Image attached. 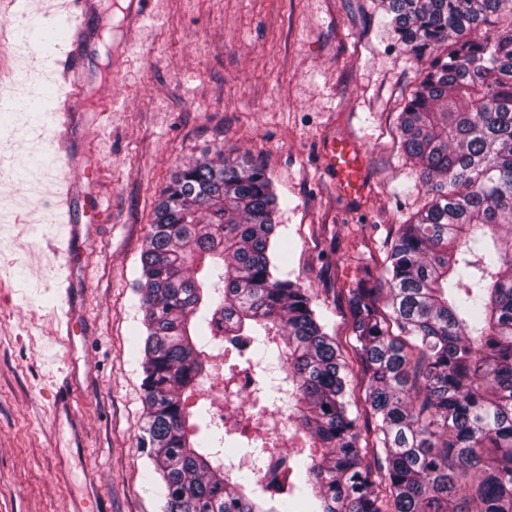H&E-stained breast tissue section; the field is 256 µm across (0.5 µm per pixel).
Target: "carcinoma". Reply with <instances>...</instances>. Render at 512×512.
Wrapping results in <instances>:
<instances>
[{
  "instance_id": "obj_1",
  "label": "carcinoma",
  "mask_w": 512,
  "mask_h": 512,
  "mask_svg": "<svg viewBox=\"0 0 512 512\" xmlns=\"http://www.w3.org/2000/svg\"><path fill=\"white\" fill-rule=\"evenodd\" d=\"M384 26L421 63L398 114L400 150L429 202L350 288L345 336L279 275L281 203L259 162L218 154L158 199L137 282L145 311L148 451L164 512H512V0H382ZM446 53H438L441 46ZM248 337L255 414L281 408L309 454L271 495L256 462L283 455L256 431L207 432L209 342ZM231 441L241 460L224 463Z\"/></svg>"
}]
</instances>
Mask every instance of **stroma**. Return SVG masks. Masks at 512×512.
Returning a JSON list of instances; mask_svg holds the SVG:
<instances>
[{
  "label": "stroma",
  "mask_w": 512,
  "mask_h": 512,
  "mask_svg": "<svg viewBox=\"0 0 512 512\" xmlns=\"http://www.w3.org/2000/svg\"><path fill=\"white\" fill-rule=\"evenodd\" d=\"M66 0H30L23 24L0 14V512H72L95 480L111 512H161L138 446L144 421V311L134 285L159 192L217 152L261 159L284 202V277L306 288L326 330L345 331L343 298L370 256L426 202L420 169L398 148L397 116L418 64L388 38L378 0H150L137 28L127 0H101L99 35L81 42L86 80L79 168L48 151L57 71L31 58L36 32ZM353 141L369 190L349 201L322 144ZM84 179L107 210L87 247L75 444L49 393L69 370L57 334L56 244L46 223L58 182Z\"/></svg>",
  "instance_id": "35a3bbf8"
}]
</instances>
